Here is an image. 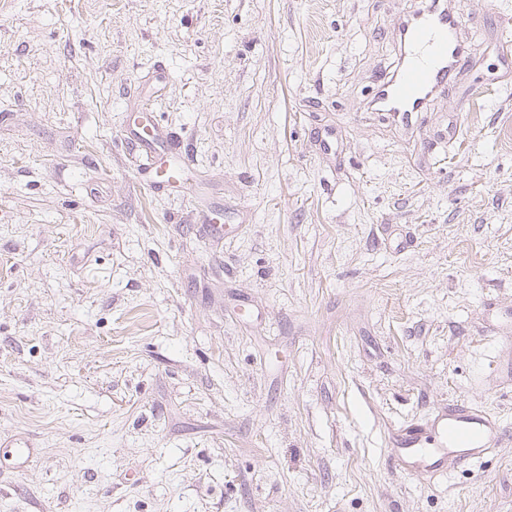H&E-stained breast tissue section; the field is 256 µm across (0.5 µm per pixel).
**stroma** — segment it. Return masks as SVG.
Instances as JSON below:
<instances>
[{"mask_svg": "<svg viewBox=\"0 0 512 512\" xmlns=\"http://www.w3.org/2000/svg\"><path fill=\"white\" fill-rule=\"evenodd\" d=\"M457 4L471 64L405 123L365 104L414 0H5L0 512H512V438L390 460L512 425V0ZM511 428L486 410L460 405L438 414L426 429L397 432L391 439L393 458L403 471L416 475L444 472L448 461L477 462L498 447Z\"/></svg>", "mask_w": 512, "mask_h": 512, "instance_id": "stroma-1", "label": "stroma"}]
</instances>
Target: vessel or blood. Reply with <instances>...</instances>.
<instances>
[{"label":"vessel or blood","mask_w":512,"mask_h":512,"mask_svg":"<svg viewBox=\"0 0 512 512\" xmlns=\"http://www.w3.org/2000/svg\"><path fill=\"white\" fill-rule=\"evenodd\" d=\"M463 28L457 7L433 5L414 11L399 31L398 65L377 85L371 108L405 122L427 111L471 61ZM509 435L512 428L494 413L460 405L438 414L428 428L396 433L391 445L393 458L404 471L432 476L444 472L452 461H479Z\"/></svg>","instance_id":"vessel-or-blood-1"}]
</instances>
